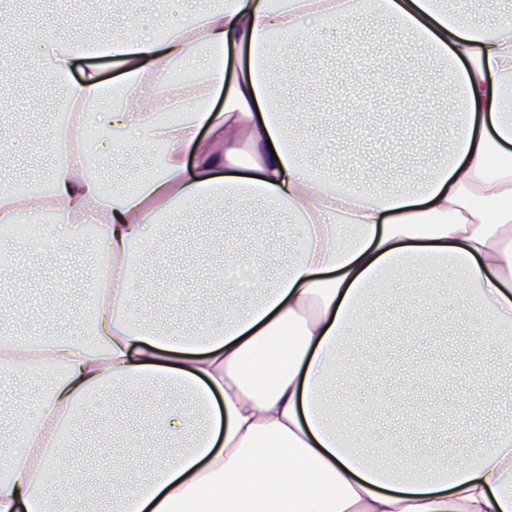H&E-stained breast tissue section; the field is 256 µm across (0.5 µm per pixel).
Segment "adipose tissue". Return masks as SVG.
I'll return each instance as SVG.
<instances>
[{
	"instance_id": "1",
	"label": "adipose tissue",
	"mask_w": 512,
	"mask_h": 512,
	"mask_svg": "<svg viewBox=\"0 0 512 512\" xmlns=\"http://www.w3.org/2000/svg\"><path fill=\"white\" fill-rule=\"evenodd\" d=\"M373 9L386 33L403 35L416 67L447 84L446 120L429 134L448 155L423 179L391 183L378 173L373 185L340 188L302 163L272 110L264 58L306 22H355ZM233 48L248 63L229 81ZM33 56L67 87V119L51 143L50 194L0 189V243L12 225L54 209L68 238L102 226V262L91 320L55 305L60 319L88 324L87 338L0 336V400L20 370L58 375L20 431L27 456L0 470V512H59L69 498L77 512H512V424L485 448L463 424L443 456L387 462L364 446L366 419H348L331 398L366 302L436 304L421 272L457 270L461 293L488 315L486 335L512 325V21H477L446 0H224L162 36L83 44L46 30ZM193 56L204 68L158 93L165 69ZM100 57L111 58L118 81L102 79ZM219 97L224 108L212 111ZM90 110L113 132L92 150L78 138ZM131 131L164 152L153 175L115 193L93 167L112 155L131 161L115 142ZM239 192L304 229L283 239L289 259L274 284L266 250L229 236L225 267L248 270L256 303L189 336L136 318L132 285L149 236L204 198ZM400 276L405 288L385 295ZM131 392L191 401L158 424L164 465L146 468L127 448L111 474H69L59 434L96 414L120 438Z\"/></svg>"
}]
</instances>
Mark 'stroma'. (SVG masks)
<instances>
[{
    "mask_svg": "<svg viewBox=\"0 0 512 512\" xmlns=\"http://www.w3.org/2000/svg\"><path fill=\"white\" fill-rule=\"evenodd\" d=\"M0 6L14 19L11 27L0 30V64L7 66L15 80L31 89L27 98L0 103V119L25 128L29 152L16 159H0V177L23 176L47 171L53 163L48 149L60 120L58 101L67 89L51 83L24 51L44 28L47 19H55L58 33L96 41L113 25L124 26L132 34L144 26L152 30L189 24L202 7L201 0H0ZM380 14L370 13L356 23L342 20L318 24L316 40L306 32L279 44L282 55H296L295 65L273 83L275 96L284 101L285 121L303 111L297 97L305 89L323 106V131L317 148L306 160L316 167H327L340 180H353L376 171L395 179L422 178L428 175L436 151L422 136L402 140L397 129L407 119L424 128L435 112L448 104L446 92H429L413 82L401 62L403 39L392 36L379 43L371 40L373 29L382 26ZM369 57L389 81V97L377 101L362 57ZM351 126L341 135L333 122ZM239 216L236 228L241 247L253 239H264L270 252H278L275 227L261 223L254 201L237 197L219 201L204 200L196 211L181 220V226L158 253L149 254L142 264L144 278L155 280L162 299L188 301L203 287L204 266L217 258L224 235V214ZM11 252L13 265L0 269L17 299V322L31 332L71 335L70 326L53 316V304L59 296L70 303H82L87 297L92 265L80 261L82 248L57 232H45L42 241L16 240ZM362 322L368 331L366 340L351 341L346 348L350 371L336 391V407L351 414H368L375 421L373 444L391 459L426 458L437 448L447 447L455 433L448 424V408L460 395L479 397L500 413L512 412V326L502 327L496 339L481 337L485 313L466 298H459L456 325L448 323V308L431 312L418 309L367 307ZM477 358L486 367L484 374L448 380L443 366L450 358ZM390 362L391 372L373 380L361 375L364 365ZM422 367L423 375L407 383L402 369ZM405 406L421 413L436 410L433 429L413 432L402 428L395 408ZM100 422L79 424L71 434L67 449L74 471L100 475L112 466L111 452L93 448Z\"/></svg>",
    "mask_w": 512,
    "mask_h": 512,
    "instance_id": "35a3bbf8",
    "label": "stroma"
}]
</instances>
